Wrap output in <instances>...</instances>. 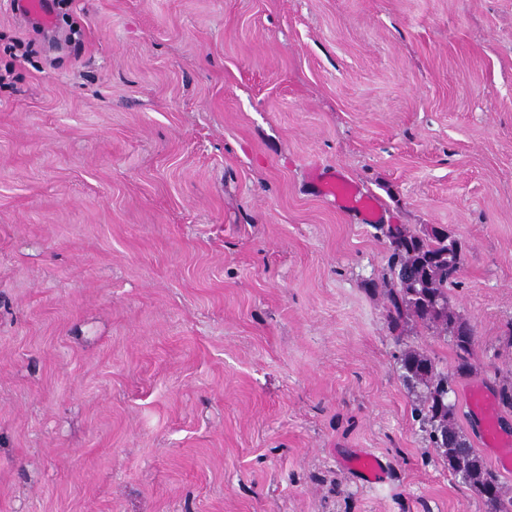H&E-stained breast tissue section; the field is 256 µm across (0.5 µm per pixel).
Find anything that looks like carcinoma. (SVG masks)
<instances>
[{"label":"carcinoma","instance_id":"obj_1","mask_svg":"<svg viewBox=\"0 0 512 512\" xmlns=\"http://www.w3.org/2000/svg\"><path fill=\"white\" fill-rule=\"evenodd\" d=\"M380 230L391 250V285L384 292L388 325L396 329L413 321L438 336L450 337L457 356L455 374H467L474 336L465 334L466 322L448 295L460 271L461 244L438 227L420 234L401 224H382ZM400 370L407 386L422 389L416 418L452 473L480 496L488 512H512V496L504 495L496 472L456 425L455 405L448 402L453 376L439 371L429 356L410 348L402 352Z\"/></svg>","mask_w":512,"mask_h":512}]
</instances>
